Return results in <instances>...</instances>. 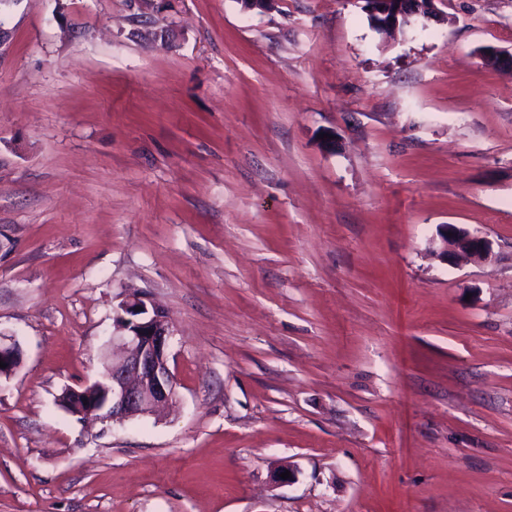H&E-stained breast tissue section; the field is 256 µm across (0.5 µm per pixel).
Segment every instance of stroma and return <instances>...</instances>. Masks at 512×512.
I'll list each match as a JSON object with an SVG mask.
<instances>
[{
	"instance_id": "35a3bbf8",
	"label": "stroma",
	"mask_w": 512,
	"mask_h": 512,
	"mask_svg": "<svg viewBox=\"0 0 512 512\" xmlns=\"http://www.w3.org/2000/svg\"><path fill=\"white\" fill-rule=\"evenodd\" d=\"M437 9L0 0V512H512V0ZM136 290L176 407L81 422ZM373 18L376 29L384 34L403 31L413 18L429 19L438 12L436 0H359ZM452 233V236H449ZM439 247L436 256L447 261L456 254H465L479 261H486L492 257V245L484 237L471 235L467 231L454 225L443 224L439 228ZM0 360L6 364L0 368V380L10 378L23 361L22 348L15 339H5L0 332Z\"/></svg>"
}]
</instances>
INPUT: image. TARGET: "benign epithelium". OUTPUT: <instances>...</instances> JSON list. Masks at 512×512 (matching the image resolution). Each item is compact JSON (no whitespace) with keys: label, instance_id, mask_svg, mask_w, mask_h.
Instances as JSON below:
<instances>
[{"label":"benign epithelium","instance_id":"obj_1","mask_svg":"<svg viewBox=\"0 0 512 512\" xmlns=\"http://www.w3.org/2000/svg\"><path fill=\"white\" fill-rule=\"evenodd\" d=\"M362 8L384 34L404 30L414 18L437 14L436 0H361ZM486 64L512 66V52L490 48L481 55ZM436 256L446 261L465 254L479 261L492 257V245L450 224L439 228ZM171 326L164 313L147 297L134 293L122 301L114 318L112 355L104 356L103 371L94 381L66 388L59 401L71 414L84 419L125 421L152 413L176 402V384L169 368ZM0 379L14 375L23 351L14 339L0 334Z\"/></svg>","mask_w":512,"mask_h":512}]
</instances>
